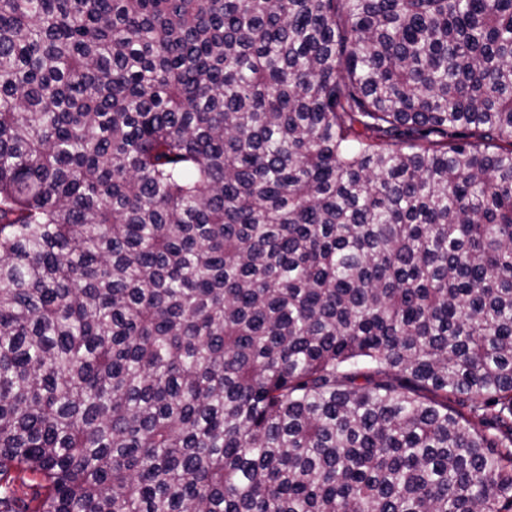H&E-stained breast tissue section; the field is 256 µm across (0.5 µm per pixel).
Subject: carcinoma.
Wrapping results in <instances>:
<instances>
[{
    "mask_svg": "<svg viewBox=\"0 0 512 512\" xmlns=\"http://www.w3.org/2000/svg\"><path fill=\"white\" fill-rule=\"evenodd\" d=\"M0 512H512V0H0Z\"/></svg>",
    "mask_w": 512,
    "mask_h": 512,
    "instance_id": "carcinoma-1",
    "label": "carcinoma"
}]
</instances>
